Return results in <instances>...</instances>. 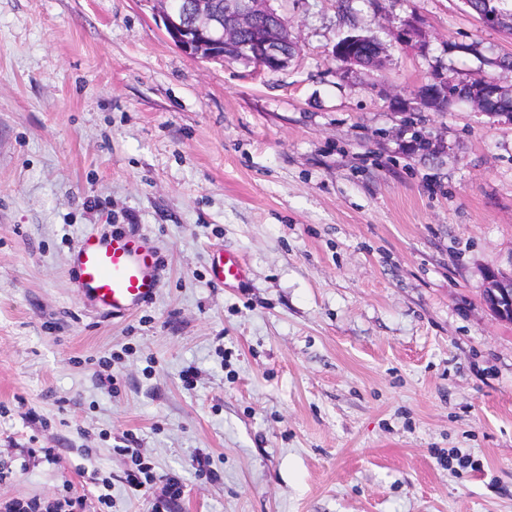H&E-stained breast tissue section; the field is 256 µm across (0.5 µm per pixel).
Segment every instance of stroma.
<instances>
[{"instance_id":"obj_1","label":"stroma","mask_w":512,"mask_h":512,"mask_svg":"<svg viewBox=\"0 0 512 512\" xmlns=\"http://www.w3.org/2000/svg\"><path fill=\"white\" fill-rule=\"evenodd\" d=\"M271 5L299 53L255 77L182 53L151 0H0V506L155 512L132 439L171 512H512V321L483 300L512 273V119L416 97L512 87V36L462 0ZM351 33L384 64L342 72ZM112 230L162 259L118 318L67 267ZM452 78L448 76V79H440L436 83L423 87L425 98L434 99H458L461 96L469 95L473 105L481 112H495L490 111V108L497 103V101L505 96H512V89L506 90L500 86L497 82L492 83H479L474 86H466L465 90L460 93V89L465 84H460L459 81H450V87L448 88V80ZM421 89V90H422ZM421 90L418 93L420 103L422 102ZM210 267L212 281L220 288H234L244 280L247 273L240 256L224 248L212 250ZM136 469L128 471L126 475L127 484L135 490L138 488L151 486L159 482H163V489L169 498L178 496L182 491V485L179 478L175 476L157 477L152 468L142 462L136 463Z\"/></svg>"}]
</instances>
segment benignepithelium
I'll return each instance as SVG.
<instances>
[{
    "label": "benign epithelium",
    "instance_id": "obj_1",
    "mask_svg": "<svg viewBox=\"0 0 512 512\" xmlns=\"http://www.w3.org/2000/svg\"><path fill=\"white\" fill-rule=\"evenodd\" d=\"M162 19L168 40L183 53L210 62L223 63L232 54L236 61L253 67V73L262 75L282 71L295 57L296 42L288 22L255 30L262 15L278 16L271 0H151ZM482 25L502 30L512 26V13L497 7L480 14ZM397 37L405 45H414L422 37V28L413 20L402 24ZM358 38L348 36L336 44V58L348 68L356 65L354 51ZM425 96L454 100L469 95L473 105L488 112L497 101L512 96L496 82L462 87L457 81L441 79L424 87ZM483 299L487 307L500 319L512 321V274L492 271L486 276Z\"/></svg>",
    "mask_w": 512,
    "mask_h": 512
}]
</instances>
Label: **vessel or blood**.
Instances as JSON below:
<instances>
[{
	"mask_svg": "<svg viewBox=\"0 0 512 512\" xmlns=\"http://www.w3.org/2000/svg\"><path fill=\"white\" fill-rule=\"evenodd\" d=\"M70 265L82 295L106 315L133 313L153 300L159 287V252L145 234H87L76 244ZM246 273L238 254L213 249L211 275L218 287H235Z\"/></svg>",
	"mask_w": 512,
	"mask_h": 512,
	"instance_id": "obj_1",
	"label": "vessel or blood"
}]
</instances>
